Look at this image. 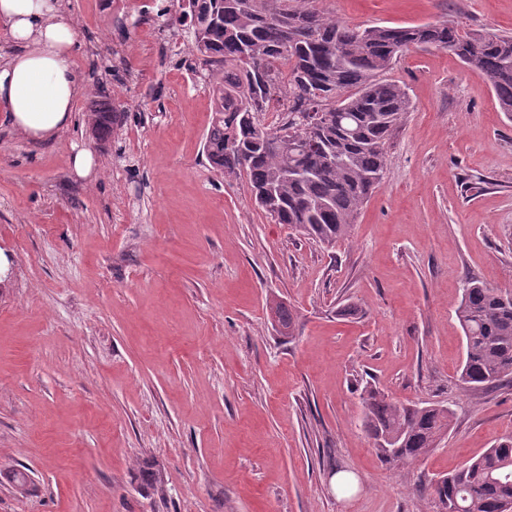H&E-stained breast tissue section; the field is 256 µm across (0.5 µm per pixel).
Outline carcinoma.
<instances>
[{
  "instance_id": "carcinoma-1",
  "label": "carcinoma",
  "mask_w": 512,
  "mask_h": 512,
  "mask_svg": "<svg viewBox=\"0 0 512 512\" xmlns=\"http://www.w3.org/2000/svg\"><path fill=\"white\" fill-rule=\"evenodd\" d=\"M165 27H188L190 51L207 72L212 118L204 153L226 179L247 177L259 207L326 246L350 236L381 182L385 147L410 112L399 84L382 78L412 47L451 52L491 81L512 119V34L462 32L446 22L353 27L308 0H187L156 13ZM275 125L263 122L272 103ZM117 113L92 110L104 141ZM465 337L463 387L483 392L512 384V292L465 280L456 310ZM364 427L381 459L410 465L447 433L452 411L409 406L376 391L363 398ZM430 512H507L512 504V438L440 477L427 493Z\"/></svg>"
}]
</instances>
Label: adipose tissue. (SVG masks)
<instances>
[{"label":"adipose tissue","mask_w":512,"mask_h":512,"mask_svg":"<svg viewBox=\"0 0 512 512\" xmlns=\"http://www.w3.org/2000/svg\"><path fill=\"white\" fill-rule=\"evenodd\" d=\"M0 26L16 46L0 57V112L25 140H53L71 124L82 86L75 22L64 0H0Z\"/></svg>","instance_id":"1"}]
</instances>
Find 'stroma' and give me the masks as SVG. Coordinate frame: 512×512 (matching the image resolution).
I'll return each instance as SVG.
<instances>
[{
    "label": "stroma",
    "instance_id": "35a3bbf8",
    "mask_svg": "<svg viewBox=\"0 0 512 512\" xmlns=\"http://www.w3.org/2000/svg\"><path fill=\"white\" fill-rule=\"evenodd\" d=\"M162 0H70L88 76L53 142L0 112V512H427L439 476L512 437V387L464 390L466 278L512 289V121L434 47L386 79L412 108L347 239L275 223L203 152L186 33ZM352 26L512 33V0H313ZM118 114L93 138L101 100ZM91 151L95 175L71 156ZM284 303L294 332L272 309ZM450 408L423 461H381L361 398ZM161 471L159 489L142 483ZM28 473L25 487L10 479ZM350 480L337 492L335 477Z\"/></svg>",
    "mask_w": 512,
    "mask_h": 512
}]
</instances>
